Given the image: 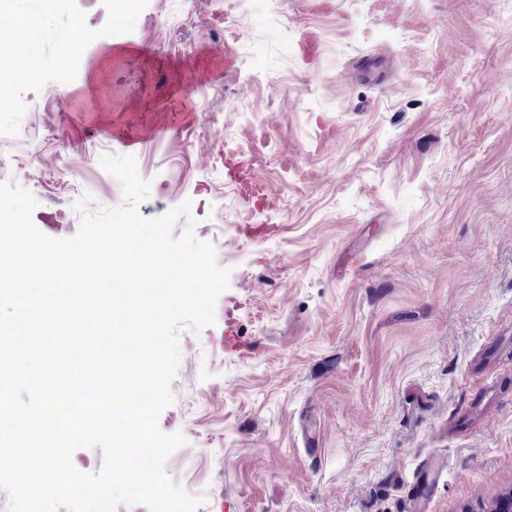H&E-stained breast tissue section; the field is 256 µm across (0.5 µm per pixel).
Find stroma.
<instances>
[{
  "mask_svg": "<svg viewBox=\"0 0 512 512\" xmlns=\"http://www.w3.org/2000/svg\"><path fill=\"white\" fill-rule=\"evenodd\" d=\"M76 26L74 70L0 111V182L69 238L83 195L123 202L101 155L134 156L139 214L189 203L229 269L159 416L198 512H404L435 455L429 512L512 496V0H144L117 33L54 13L43 58ZM256 153L276 205L251 211L220 159ZM229 309L251 357L224 348Z\"/></svg>",
  "mask_w": 512,
  "mask_h": 512,
  "instance_id": "1",
  "label": "stroma"
}]
</instances>
